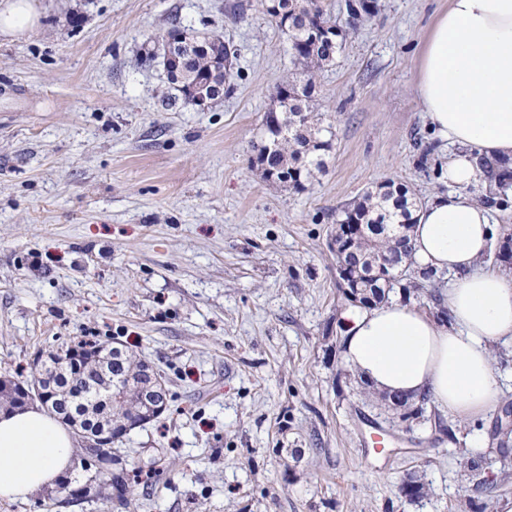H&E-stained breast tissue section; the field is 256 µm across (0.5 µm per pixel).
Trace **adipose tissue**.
Listing matches in <instances>:
<instances>
[{"label":"adipose tissue","instance_id":"1","mask_svg":"<svg viewBox=\"0 0 512 512\" xmlns=\"http://www.w3.org/2000/svg\"><path fill=\"white\" fill-rule=\"evenodd\" d=\"M415 91L430 127L454 145L449 190L414 215L411 262L448 273L441 322L398 299L341 315L345 362L372 388L426 400L461 420L499 395L491 348L512 338V278L482 267L491 210L474 199L477 157L512 160V0H448L421 52ZM70 429L40 406L0 413V499L25 500L70 468Z\"/></svg>","mask_w":512,"mask_h":512}]
</instances>
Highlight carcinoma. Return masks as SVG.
<instances>
[{
    "instance_id": "obj_1",
    "label": "carcinoma",
    "mask_w": 512,
    "mask_h": 512,
    "mask_svg": "<svg viewBox=\"0 0 512 512\" xmlns=\"http://www.w3.org/2000/svg\"><path fill=\"white\" fill-rule=\"evenodd\" d=\"M275 10L266 14L275 24L288 32L289 52L293 66L303 76L301 83L291 82L277 88L281 116L276 126L266 124L270 142L275 146L269 157L270 166L288 172V186L304 188V181L312 171L324 166L323 152L331 142L320 137L324 127L323 114L311 105L314 87L321 72L342 51L348 29L366 16L373 15L370 0L346 4L348 28L336 25L329 5L324 0H268ZM211 53H200L184 42L175 48L167 67L168 81L175 90L195 85L207 93L225 87L230 76L227 65L233 64L235 50L219 33L207 35ZM419 208L408 190L393 187V193L364 192L358 202L343 211L341 224L381 225L379 231H369L360 239L357 249L361 256L391 252V236L398 226L408 224ZM105 348L97 342L80 341L64 349L65 354L76 352L73 364L61 357L44 360L36 358L32 382H40L49 390L47 409L67 422L75 421L83 431L96 434L112 431L114 439L125 435L128 422L149 423L167 409L170 393L168 381L162 374L146 372V362L129 347L121 344L110 347L106 362L93 359L95 349ZM141 469H116L107 477L106 484L115 492L119 503H124L131 478Z\"/></svg>"
}]
</instances>
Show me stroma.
Instances as JSON below:
<instances>
[{"mask_svg": "<svg viewBox=\"0 0 512 512\" xmlns=\"http://www.w3.org/2000/svg\"><path fill=\"white\" fill-rule=\"evenodd\" d=\"M377 2L317 81L332 148L302 190L252 164L297 76L260 0H37L34 28L0 35V378L95 336L138 351L171 395L113 444L146 469L126 504L63 508L55 486L0 512H466L467 459L512 464V345L492 348L499 401L477 423L430 405L401 421L342 357L343 208L384 182L423 203L448 189L450 149L415 92L448 0ZM175 25L237 51L207 111L163 103L148 49Z\"/></svg>", "mask_w": 512, "mask_h": 512, "instance_id": "35a3bbf8", "label": "stroma"}]
</instances>
